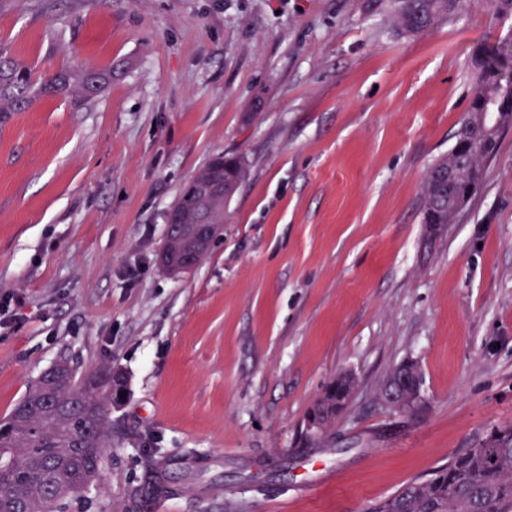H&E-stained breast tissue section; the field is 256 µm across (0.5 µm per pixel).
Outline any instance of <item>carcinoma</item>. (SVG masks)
Listing matches in <instances>:
<instances>
[{"mask_svg":"<svg viewBox=\"0 0 512 512\" xmlns=\"http://www.w3.org/2000/svg\"><path fill=\"white\" fill-rule=\"evenodd\" d=\"M462 0H399L398 22L408 34H419L457 10ZM478 87L455 144L438 159L425 179L422 223L438 230L453 223L484 180L481 161L494 156L501 126L512 123V56L487 50L474 57ZM112 72L85 65L64 68L49 78L18 62L0 47V122L10 113L31 108L46 97H96ZM225 178L237 183L243 162L213 157L185 186L174 207H183L196 185L206 182L216 162ZM416 366L403 362L382 389L402 391L414 382ZM46 372L0 421V512H67L68 500L85 493L88 477L108 447L110 405L118 400L122 378L110 369L73 375L70 382L46 392ZM354 381L340 376L323 391L311 412L333 420L336 400L352 391ZM372 512H512V426L495 431L481 448H470L437 469L431 477L401 487Z\"/></svg>","mask_w":512,"mask_h":512,"instance_id":"cac0c4a2","label":"carcinoma"}]
</instances>
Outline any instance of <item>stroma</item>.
Returning <instances> with one entry per match:
<instances>
[{
	"label": "stroma",
	"instance_id": "stroma-1",
	"mask_svg": "<svg viewBox=\"0 0 512 512\" xmlns=\"http://www.w3.org/2000/svg\"><path fill=\"white\" fill-rule=\"evenodd\" d=\"M491 0L404 33L395 0H0V45L112 81L0 125V419L55 361L125 379L69 512H370L512 425V124L428 242L422 187L512 54ZM247 175L182 273L166 216L213 156ZM405 360L414 409L381 388ZM351 372L323 438L307 416ZM168 480L152 490L151 466Z\"/></svg>",
	"mask_w": 512,
	"mask_h": 512
}]
</instances>
